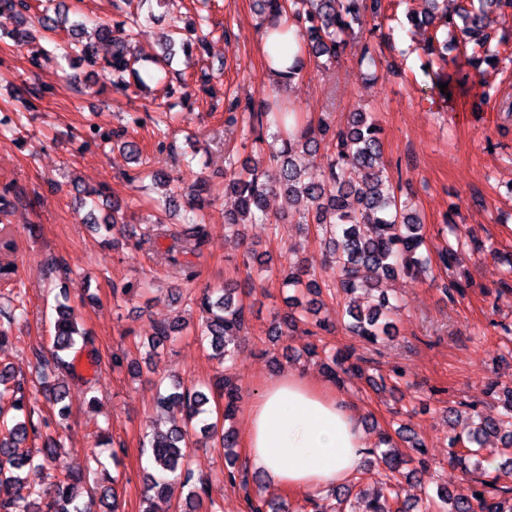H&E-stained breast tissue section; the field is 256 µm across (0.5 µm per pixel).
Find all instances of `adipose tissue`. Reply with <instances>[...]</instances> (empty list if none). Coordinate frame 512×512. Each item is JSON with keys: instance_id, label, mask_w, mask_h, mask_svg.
<instances>
[{"instance_id": "ef3b65f1", "label": "adipose tissue", "mask_w": 512, "mask_h": 512, "mask_svg": "<svg viewBox=\"0 0 512 512\" xmlns=\"http://www.w3.org/2000/svg\"><path fill=\"white\" fill-rule=\"evenodd\" d=\"M242 442L251 469L299 494L348 482L368 447L352 400L301 369L264 381L247 406Z\"/></svg>"}]
</instances>
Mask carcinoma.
Returning <instances> with one entry per match:
<instances>
[{
    "mask_svg": "<svg viewBox=\"0 0 512 512\" xmlns=\"http://www.w3.org/2000/svg\"><path fill=\"white\" fill-rule=\"evenodd\" d=\"M479 8L469 10L464 6L450 16H437L432 11L409 15V22L417 27L430 26L435 20L444 21L448 33L456 42L471 48L463 53L464 64L457 66L455 74L448 75V92L463 88L465 77L463 66L474 69L482 62L498 56V49L491 44V37L484 33L482 15L484 9L501 4L502 0H478ZM259 12L271 22L286 16L297 26L294 33L296 42H304L308 54L330 63L345 50L349 40L357 34H372L377 29L373 24L381 10V0H258ZM30 4L28 0H0V34L9 37L14 44L27 51L30 64L51 51H58L67 59L76 57L91 67H98L103 73L117 77L112 82L115 91L129 96L132 86L144 84V78L137 68L138 59L129 55L127 45L135 36L138 21L96 22L92 33L85 32L87 22L70 21L69 9L61 0H45L43 14L38 18L41 29L54 33L67 29L70 39L62 44L50 40L46 44L36 41L30 31ZM287 30L277 26L269 29L270 51L266 55L267 66L276 62H290L288 73L295 76L302 71L298 55H289ZM208 35L203 30L189 27L183 30L167 31L160 36L161 56L153 59L158 70H165L177 51L191 56L196 49L207 47ZM106 42L112 47L110 56L101 58L97 44ZM279 89L273 87L263 92L266 99L259 107L252 102L240 105L234 101L229 111L242 110L246 115L243 123L249 127L250 148L255 156L239 162L232 153L224 154V192L235 195L237 207L224 212V228L239 233V227L256 221L266 222L268 217L262 209L264 197L273 191H280L292 202L303 203L298 211L300 224H316L320 227L322 240L333 267L336 281L326 290L352 296L367 292L368 301L362 308L350 301L345 311L349 331L371 345L391 335L393 317L400 310L396 296L380 287L383 279L395 278L401 274L425 273L431 269L430 253H422L425 237L423 224L408 199L398 194L394 177L383 161L382 129L372 112L356 110L348 115L345 127L338 133L330 134V127L322 123L299 127L288 122V108L278 101ZM192 99L189 85L179 80V85L167 87L165 101L158 104L159 115L152 118L159 125L160 116L168 115L178 106H184ZM332 140L335 154L327 168L317 163L321 143ZM273 168L277 179L270 184L263 180L264 170ZM205 184L182 188L172 187L165 193V199L157 202L158 210L175 207V196L187 192L189 216L180 229L163 232L164 221L158 217L150 224L140 226V232L131 241L134 246L145 243L155 244L161 238L170 239L165 249L168 265L181 271L186 281L195 277V263L192 258L200 256L205 245V224L203 210L209 200L202 197ZM81 204L88 209L84 223L101 228L109 237L126 224L121 207L112 205V212L102 217L96 215L99 202L96 191H80ZM17 199L11 184L0 188V216L11 213ZM242 266L246 277L239 283H224L209 288L191 298L200 313L196 336L212 351L210 357L223 368L221 377L213 388L224 397L222 420H212L209 408L210 397L195 386L188 387L182 381L173 379L164 389L158 391L155 405L168 412L178 409L184 416L183 423L166 432H154L147 440L151 472L147 473L143 486V501L153 502L156 498L168 499L176 485L187 490L178 502L179 512H219V506L211 497L208 481L194 475L189 463V448L196 443L194 437L200 433L219 439L224 456L229 459V469L224 471V483L238 488L243 494L247 512H289L285 504L273 509L253 486L256 477L247 469L237 466L234 453L237 441L232 428L224 422L231 420L242 399L239 387L228 374L233 368L237 355V336L247 324L246 306L243 296L255 279L263 278L269 272L263 254L253 248L243 252ZM285 284L295 289L297 296L288 301V310L276 313L274 332L281 336L283 330L291 331L303 320V313L313 312L303 307L301 296L320 294L321 286L314 275L297 263L290 262L280 269ZM0 286L11 289L12 300L17 307H24L25 293L17 287L15 267L0 265ZM56 317L50 324V358L44 360L38 384L49 403L50 417L58 423L69 418L70 408L65 403V385L52 380L58 372H64L73 379L77 374L75 355L88 347L87 333L80 330L70 317L67 302H56ZM183 326L179 323L160 324L154 335L147 341L149 353L167 347L177 339ZM352 355L340 357L331 355L323 364L328 380L336 386L344 384V375L360 376L363 368L351 361ZM472 410V429L465 434L449 437L450 459L473 475L471 492L455 495L446 488H440L436 497L430 498L434 512H512V390L506 391L503 413L497 418H487ZM25 401L24 383L15 379L8 369H0V512H91L86 501L79 500L75 485L92 478L100 486L101 497L115 494L107 485L111 475L103 463L94 460V465L73 468L61 460L60 441L53 437L45 440L40 456L20 450L29 433L38 428L30 420ZM495 437L502 448L499 455L507 457L500 464L497 473L486 479L484 462L485 438ZM365 464L375 462L383 465L380 473L381 492L367 502L366 512H406L401 507L391 509V502L398 500L400 479H411L428 467L424 459L418 461L402 452L392 435L381 433L375 448L367 451ZM418 466L408 468L413 462ZM54 466L60 471L58 479L48 489H36L28 485L23 471L29 467ZM358 484H346L333 488L339 505V512L351 510V495Z\"/></svg>",
    "mask_w": 512,
    "mask_h": 512,
    "instance_id": "obj_1",
    "label": "carcinoma"
}]
</instances>
